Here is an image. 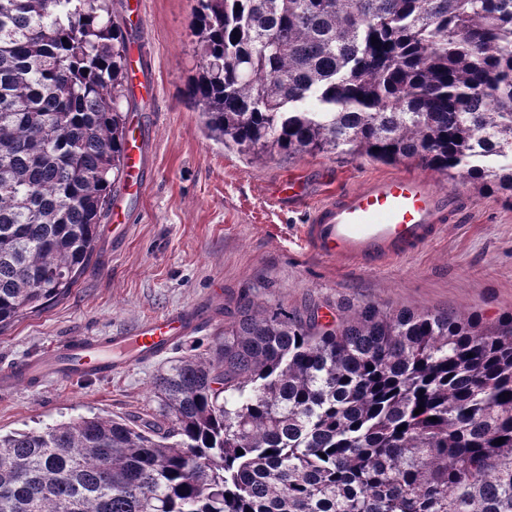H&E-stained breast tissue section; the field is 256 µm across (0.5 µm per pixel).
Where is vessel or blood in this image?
I'll list each match as a JSON object with an SVG mask.
<instances>
[{"instance_id":"b4317fda","label":"vessel or blood","mask_w":512,"mask_h":512,"mask_svg":"<svg viewBox=\"0 0 512 512\" xmlns=\"http://www.w3.org/2000/svg\"><path fill=\"white\" fill-rule=\"evenodd\" d=\"M145 153L144 140L134 137L126 153V183L137 192L146 187L141 177ZM463 204L461 196L439 192L419 174L374 177L321 204L304 225L303 237L323 258L375 269L431 244L445 224L457 219ZM218 316V305L198 304L150 318L129 334L71 340L29 360L22 369L0 372V388L52 376L64 380L116 374L160 357Z\"/></svg>"}]
</instances>
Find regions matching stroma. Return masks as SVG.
I'll use <instances>...</instances> for the list:
<instances>
[{
    "instance_id": "1",
    "label": "stroma",
    "mask_w": 512,
    "mask_h": 512,
    "mask_svg": "<svg viewBox=\"0 0 512 512\" xmlns=\"http://www.w3.org/2000/svg\"><path fill=\"white\" fill-rule=\"evenodd\" d=\"M195 0H112V17L137 45L155 81L152 98L129 96L145 139L147 188L112 193L127 228L100 226L91 267L70 293L0 333V371L73 338L108 336L199 303L222 316L168 353L111 377L48 380L0 390V433L84 416L154 413V378L174 360L210 351L243 300L303 312L323 322L367 302L411 311L512 312V206L444 183L418 161L386 164L332 153L250 154L209 139L186 96L198 55L189 23ZM429 174L464 196L468 209L428 248L379 269L311 253L301 233L336 191L375 175Z\"/></svg>"
}]
</instances>
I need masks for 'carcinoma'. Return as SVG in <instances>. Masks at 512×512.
Returning a JSON list of instances; mask_svg holds the SVG:
<instances>
[{"label": "carcinoma", "instance_id": "cac0c4a2", "mask_svg": "<svg viewBox=\"0 0 512 512\" xmlns=\"http://www.w3.org/2000/svg\"><path fill=\"white\" fill-rule=\"evenodd\" d=\"M196 2L212 140L415 159L512 204V0ZM128 81L111 0H0V333L90 268ZM152 393L150 419L0 435V512H512V312L245 302Z\"/></svg>", "mask_w": 512, "mask_h": 512}]
</instances>
